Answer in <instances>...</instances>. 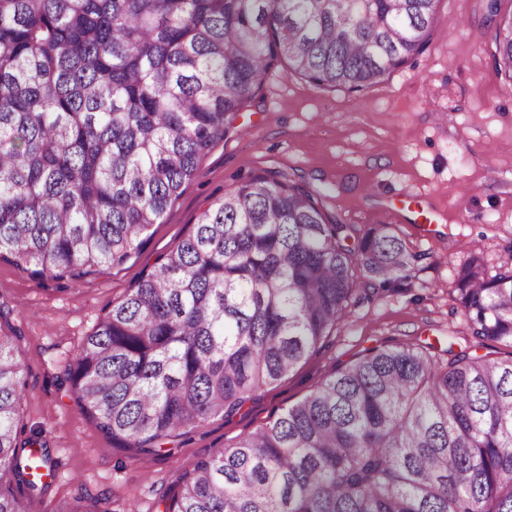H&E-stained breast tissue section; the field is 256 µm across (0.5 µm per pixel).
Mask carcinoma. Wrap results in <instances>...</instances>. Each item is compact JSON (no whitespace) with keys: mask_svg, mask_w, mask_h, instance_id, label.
Listing matches in <instances>:
<instances>
[{"mask_svg":"<svg viewBox=\"0 0 512 512\" xmlns=\"http://www.w3.org/2000/svg\"><path fill=\"white\" fill-rule=\"evenodd\" d=\"M440 0H0V259L81 278L122 264L274 62L363 92L423 52ZM512 80V12L483 0ZM425 254L362 231L281 172L200 215L103 316L67 374L107 437L147 453L239 412ZM471 335L512 347V266L458 265ZM0 334V512H41L54 462L20 439L26 382ZM83 493L52 512H111ZM163 512H512V357L373 348L186 469Z\"/></svg>","mask_w":512,"mask_h":512,"instance_id":"obj_1","label":"carcinoma"}]
</instances>
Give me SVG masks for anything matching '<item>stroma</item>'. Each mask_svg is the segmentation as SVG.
I'll list each match as a JSON object with an SVG mask.
<instances>
[{
    "instance_id": "35a3bbf8",
    "label": "stroma",
    "mask_w": 512,
    "mask_h": 512,
    "mask_svg": "<svg viewBox=\"0 0 512 512\" xmlns=\"http://www.w3.org/2000/svg\"><path fill=\"white\" fill-rule=\"evenodd\" d=\"M480 0H440L427 48L361 94L318 89L283 62L267 73L196 176L144 233L125 263L76 283L32 279L0 261V330L19 337L27 382L19 424L55 461L44 512L86 489L112 512H157L177 496L185 467L220 456L238 437L295 405L374 347H427L437 361L478 345L456 299L455 268L483 255L489 273L512 263V80L498 76ZM281 171L323 194L328 210L368 229L383 222L425 258L410 287L352 304L348 319L295 372L231 417L214 416L170 446L134 454L90 422L67 369L113 304L156 258L177 246L208 203L240 179Z\"/></svg>"
}]
</instances>
